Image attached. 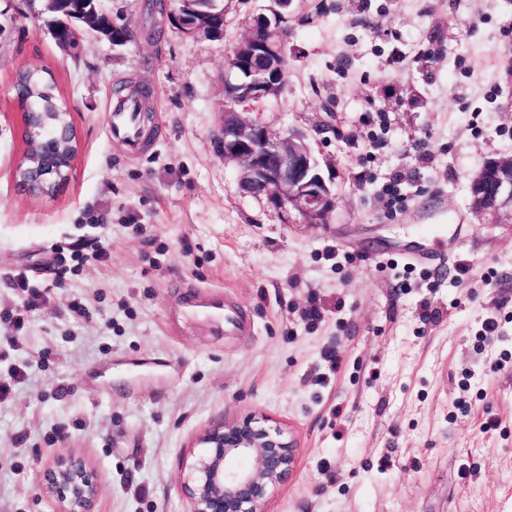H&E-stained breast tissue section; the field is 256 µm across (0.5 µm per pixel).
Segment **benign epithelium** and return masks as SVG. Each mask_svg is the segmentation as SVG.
I'll return each mask as SVG.
<instances>
[{
  "mask_svg": "<svg viewBox=\"0 0 512 512\" xmlns=\"http://www.w3.org/2000/svg\"><path fill=\"white\" fill-rule=\"evenodd\" d=\"M278 8L252 17L247 33L225 57L221 143L224 162L235 166L242 194L266 200L277 214L294 212L306 224H327L336 208L334 182L325 177L303 133H274L260 124L246 105L278 96L286 77V44L273 47L264 34L278 30L281 10L290 0H273ZM153 12L179 25L176 0H156ZM112 21L100 12L83 29L101 34ZM191 36L217 34V23L202 19L183 26ZM28 133V166L18 183L33 194L53 192L69 179L77 155L78 134L72 113L58 112L59 123L47 126L45 113H22ZM493 183L492 197L482 188ZM471 212L482 223L512 227V156L486 162L469 184ZM199 455L184 491L191 512H262L269 489L294 469V441L279 426L252 418L207 429L198 439ZM44 490L63 512H91L97 496L94 471L76 455L58 457L44 473Z\"/></svg>",
  "mask_w": 512,
  "mask_h": 512,
  "instance_id": "obj_1",
  "label": "benign epithelium"
}]
</instances>
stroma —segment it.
<instances>
[{
  "instance_id": "1",
  "label": "stroma",
  "mask_w": 512,
  "mask_h": 512,
  "mask_svg": "<svg viewBox=\"0 0 512 512\" xmlns=\"http://www.w3.org/2000/svg\"><path fill=\"white\" fill-rule=\"evenodd\" d=\"M101 5L134 40L69 51L40 0H0V378L24 371L0 402V512H60L42 481L64 454L94 471L93 512H189L199 436L246 417L296 442L264 512H512V227L468 194L512 154V0H293L287 81L254 112L307 134L335 179L326 225L242 195L217 145L224 60L264 0H231L218 38ZM21 67L51 71L80 135L49 196L15 177ZM125 82L153 108L136 158L109 132ZM431 225L441 259L406 265ZM197 291L251 332L178 316Z\"/></svg>"
}]
</instances>
